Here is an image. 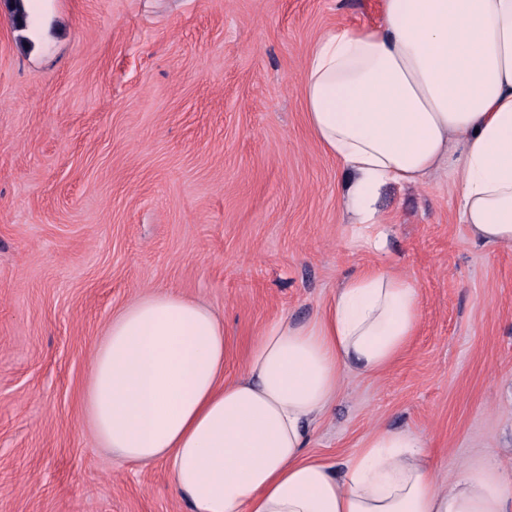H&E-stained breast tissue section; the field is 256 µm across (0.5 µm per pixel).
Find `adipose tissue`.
<instances>
[{"instance_id": "1", "label": "adipose tissue", "mask_w": 512, "mask_h": 512, "mask_svg": "<svg viewBox=\"0 0 512 512\" xmlns=\"http://www.w3.org/2000/svg\"><path fill=\"white\" fill-rule=\"evenodd\" d=\"M308 124L349 180L356 233L381 249L389 183L454 173L476 240L512 243V0H382L381 21L320 38L303 86ZM420 321L416 286L379 268L303 322L253 340L245 373L208 306L153 292L97 344L87 415L104 447L165 460L192 512H512V482L483 466L442 485L420 436L375 429L343 466L307 456L343 370L379 373Z\"/></svg>"}]
</instances>
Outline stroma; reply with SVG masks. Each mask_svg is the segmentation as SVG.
<instances>
[{
    "label": "stroma",
    "instance_id": "stroma-1",
    "mask_svg": "<svg viewBox=\"0 0 512 512\" xmlns=\"http://www.w3.org/2000/svg\"><path fill=\"white\" fill-rule=\"evenodd\" d=\"M382 0H0V512H190L169 466L118 458L86 417L95 345L152 291L207 304L233 348L395 268L420 322L389 369L344 372L308 453L376 428L423 437L440 477L512 473V244L476 241L447 171L381 188L382 250L354 233L303 72Z\"/></svg>",
    "mask_w": 512,
    "mask_h": 512
}]
</instances>
